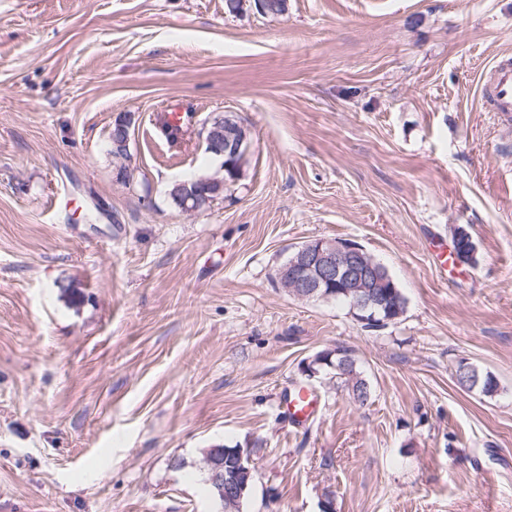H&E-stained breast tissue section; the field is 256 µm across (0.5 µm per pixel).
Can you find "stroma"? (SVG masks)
<instances>
[{"label":"stroma","mask_w":512,"mask_h":512,"mask_svg":"<svg viewBox=\"0 0 512 512\" xmlns=\"http://www.w3.org/2000/svg\"><path fill=\"white\" fill-rule=\"evenodd\" d=\"M505 52L512 0H0V512H222L223 444L253 450L243 512H512V131L478 103ZM227 112L244 175L183 211L169 189L219 172L198 129ZM458 225L477 262L439 269ZM315 239L361 244L403 316L368 331L280 288ZM339 347L365 405L303 372ZM133 120H134V118L131 114L121 115L114 122V126H115L116 130L114 132L112 130V133H114L116 138L124 139V145L126 146L127 151L129 150L130 129L132 127ZM112 133H111V144H112ZM127 151L120 146L114 147L112 145V155L115 158H121V159L126 158L128 156ZM471 365L472 364L466 363L464 360L458 362L455 371L457 384L464 390H477L485 396H493L496 394L498 391V382L489 372L483 373L478 370L479 382L477 384H472L470 382V379L467 376L468 372L464 369ZM320 402L310 390L299 387L285 401L288 417L297 425H306L316 416Z\"/></svg>","instance_id":"obj_1"}]
</instances>
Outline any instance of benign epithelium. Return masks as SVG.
I'll use <instances>...</instances> for the list:
<instances>
[{"label": "benign epithelium", "instance_id": "obj_1", "mask_svg": "<svg viewBox=\"0 0 512 512\" xmlns=\"http://www.w3.org/2000/svg\"><path fill=\"white\" fill-rule=\"evenodd\" d=\"M133 116L124 114L115 122L114 135L129 145ZM206 151L222 158L229 151L233 154L241 150L242 142L229 136L218 143L205 140ZM184 202H192L196 211L211 208V200L205 193L193 189L183 190ZM276 279L290 285L294 294L309 298L322 288L336 285L345 289L346 295H354L357 300L355 319L368 323L365 313L371 309L386 308V298L380 288L391 282L388 275L367 260V253L357 243L348 240L327 242L323 239L306 242L295 248L291 261L283 264ZM226 461L212 465V480L224 485V499L238 500L248 488V482L254 480V463L251 449L237 447L224 449Z\"/></svg>", "mask_w": 512, "mask_h": 512}]
</instances>
